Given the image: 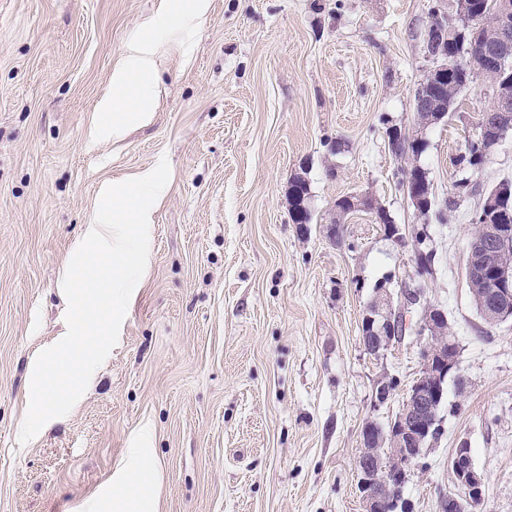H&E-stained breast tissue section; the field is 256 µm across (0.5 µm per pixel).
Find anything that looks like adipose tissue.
Wrapping results in <instances>:
<instances>
[{"instance_id":"1","label":"adipose tissue","mask_w":512,"mask_h":512,"mask_svg":"<svg viewBox=\"0 0 512 512\" xmlns=\"http://www.w3.org/2000/svg\"><path fill=\"white\" fill-rule=\"evenodd\" d=\"M211 0H159L147 22V35L129 41L112 68L110 93L96 104L111 115L113 139H121L131 127L150 122L165 46L154 30L188 32L210 11ZM158 468L150 449L137 448L112 488L93 502L88 512H154V487Z\"/></svg>"}]
</instances>
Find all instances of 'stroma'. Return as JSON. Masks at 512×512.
<instances>
[{
    "label": "stroma",
    "mask_w": 512,
    "mask_h": 512,
    "mask_svg": "<svg viewBox=\"0 0 512 512\" xmlns=\"http://www.w3.org/2000/svg\"><path fill=\"white\" fill-rule=\"evenodd\" d=\"M157 0H0V512H87L131 448L160 468L157 512H363L356 460L367 421L387 424L417 378V310L370 356L361 321L380 284L394 303L422 289L448 313L465 391L404 488L410 512H440L467 445L485 476L484 512H512V319L488 325L466 280L471 218L512 181V133L481 169L460 165L485 79L445 120L423 125L416 89L436 61L433 17L456 0H211L188 37L170 38L153 121L125 140L87 131L112 67ZM397 128L426 147L445 221L398 184ZM167 159L171 176L117 344L81 403L20 444L28 364L67 331L59 274L101 187ZM310 184L312 220L289 216L291 177ZM345 195L372 201L338 214ZM427 226L432 275L414 246ZM343 226L344 243L326 226ZM396 378L387 405L377 384ZM427 237L428 236L426 233V227H424V225H422L421 228H418L417 231L414 233L413 242L416 251L415 264L417 265V267L420 268L419 270H415L417 277H421L423 276V274L432 273V266L434 265L435 254L427 247ZM424 257L427 258V261L430 263V266L418 264V260H421Z\"/></svg>",
    "instance_id": "obj_1"
}]
</instances>
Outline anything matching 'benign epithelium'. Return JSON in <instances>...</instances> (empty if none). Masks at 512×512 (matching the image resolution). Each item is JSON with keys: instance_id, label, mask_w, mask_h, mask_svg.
<instances>
[{"instance_id": "7a95c632", "label": "benign epithelium", "mask_w": 512, "mask_h": 512, "mask_svg": "<svg viewBox=\"0 0 512 512\" xmlns=\"http://www.w3.org/2000/svg\"><path fill=\"white\" fill-rule=\"evenodd\" d=\"M494 9L499 24L494 41L489 43L485 58L496 73L512 69V0H496ZM416 114L430 117L438 123L447 117L440 111V102L419 94L415 97ZM502 112H512V91L500 87L493 93L491 105L477 129L493 131L490 120ZM497 193L489 195L476 213L475 222L486 227L485 241L481 248L505 247L512 238L500 223L501 209ZM489 289L483 306L484 317L498 323L512 314V273L494 270L488 274ZM399 311L394 308L392 293L383 287L365 310L362 319L361 339L367 353L378 357L398 342ZM422 333L427 342L420 350L421 370L387 430L373 421L363 428V443L356 461L363 512H404L406 503L403 490L414 468V460L435 439L437 421L448 376L460 378L456 345L448 337V316L444 309L428 304L421 314ZM389 445L390 463L381 465L379 447ZM456 483L463 495H450L441 502L444 512H483L485 477L473 464L471 450L462 445L455 449L449 460Z\"/></svg>"}]
</instances>
